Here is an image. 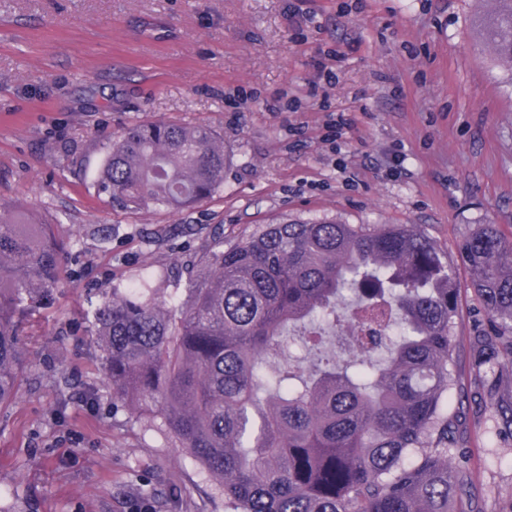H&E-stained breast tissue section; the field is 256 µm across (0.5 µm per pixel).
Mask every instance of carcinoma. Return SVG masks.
Returning a JSON list of instances; mask_svg holds the SVG:
<instances>
[{"mask_svg": "<svg viewBox=\"0 0 512 512\" xmlns=\"http://www.w3.org/2000/svg\"><path fill=\"white\" fill-rule=\"evenodd\" d=\"M485 42L512 67V0H494ZM225 165L208 128L135 123L94 185L112 209L179 210L222 191ZM459 253L494 323L475 331L473 365L512 368V240L482 224ZM64 276L54 225L0 205V407L27 360L20 314ZM458 294L457 268L417 226L293 220L205 241L169 305L144 278L115 289L95 336L112 399L160 422L233 512H459ZM290 340L320 352L308 372L272 366Z\"/></svg>", "mask_w": 512, "mask_h": 512, "instance_id": "cac0c4a2", "label": "carcinoma"}]
</instances>
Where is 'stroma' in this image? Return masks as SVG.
<instances>
[{"label": "stroma", "mask_w": 512, "mask_h": 512, "mask_svg": "<svg viewBox=\"0 0 512 512\" xmlns=\"http://www.w3.org/2000/svg\"><path fill=\"white\" fill-rule=\"evenodd\" d=\"M294 3L0 0V203L54 225L67 270L22 316L28 363L0 408L9 512H229L171 434L112 406L87 314L131 279L168 297L204 240L287 219L416 224L454 262L477 225L512 237V76L483 45L488 0H306L300 24ZM340 115L351 126L334 128ZM138 122L221 135L223 191L181 211L105 206L95 171ZM458 283L462 447L448 460L465 458L483 512H512L496 405L512 374L473 371L489 318L466 270Z\"/></svg>", "instance_id": "stroma-1"}]
</instances>
